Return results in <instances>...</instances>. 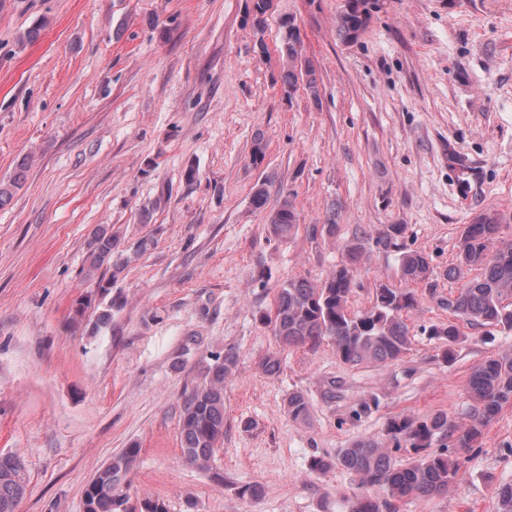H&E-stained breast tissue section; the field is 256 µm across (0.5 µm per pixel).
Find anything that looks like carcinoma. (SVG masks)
<instances>
[{
	"instance_id": "carcinoma-1",
	"label": "carcinoma",
	"mask_w": 512,
	"mask_h": 512,
	"mask_svg": "<svg viewBox=\"0 0 512 512\" xmlns=\"http://www.w3.org/2000/svg\"><path fill=\"white\" fill-rule=\"evenodd\" d=\"M272 0H255L252 29L264 32L266 14ZM378 0H344L336 15L337 35L346 43L356 42L371 18ZM288 38L280 46L282 84L288 90L303 84L308 95L318 97L313 63L303 55L300 32L290 20L285 22ZM28 164L23 162L15 174L0 183V206L6 203L26 179ZM268 228L272 236L284 240L297 224V213L288 195L281 194L269 211ZM500 222L495 214L479 216L465 225L459 245L458 263L449 275L462 278L473 268L478 276L468 280L458 294L447 301L448 310L473 326L499 327L512 331V242L499 240ZM404 226L389 224L376 237L384 247L395 244ZM115 238L112 229L97 230L89 242L87 275L112 263ZM343 263L325 281L290 280L278 291L273 314L266 317L277 342L283 347L315 348L329 339L337 356L347 365L365 362H394L410 346L404 314L415 308L417 299L410 291L378 288L374 305L360 314H350L348 299L354 286L353 270L360 261L363 246L345 249ZM402 278L411 283L429 279L430 262L418 251L399 257ZM237 355L227 352L213 356L203 382L185 393L180 413L181 450L184 461L197 469L210 466L215 448L224 438V379L236 371ZM468 395L472 401V422L457 438L454 448L433 449L447 438L453 425L448 416L430 418L399 417L390 420L387 432L404 441L410 458L404 464L393 461L379 442L357 440L339 451L336 457L315 456L310 470L326 473L336 466L355 474L365 486H378L385 493L379 500L362 496L353 501L350 512H388L392 501L411 495L430 496L448 490L459 474L461 456L473 447L482 429L512 401V354L488 356L474 367ZM288 415L295 420L307 417L304 395L288 397ZM139 449L131 446L112 457L90 480L85 490V512H126L124 485L138 462ZM26 467L20 455L0 453V512H17L26 494Z\"/></svg>"
}]
</instances>
